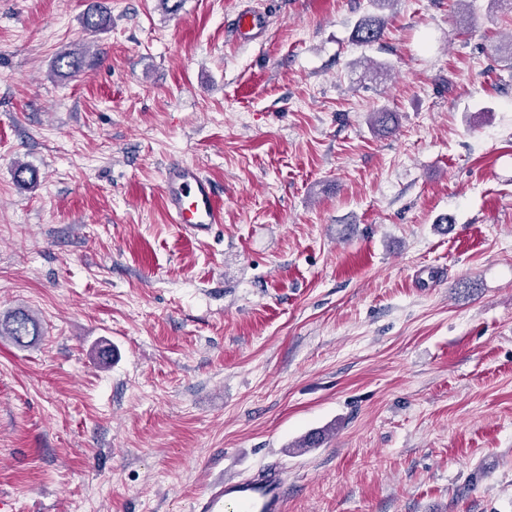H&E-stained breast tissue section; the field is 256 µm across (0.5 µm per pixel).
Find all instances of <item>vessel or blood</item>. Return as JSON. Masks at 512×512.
<instances>
[{"instance_id": "obj_1", "label": "vessel or blood", "mask_w": 512, "mask_h": 512, "mask_svg": "<svg viewBox=\"0 0 512 512\" xmlns=\"http://www.w3.org/2000/svg\"><path fill=\"white\" fill-rule=\"evenodd\" d=\"M239 40L248 42L267 32L269 17L255 10L239 12L234 19ZM164 196L172 223L197 235L208 234L220 221V210L210 180L189 163L165 172ZM288 477L278 462H270L248 477L220 476L208 480L194 499V512H284Z\"/></svg>"}]
</instances>
